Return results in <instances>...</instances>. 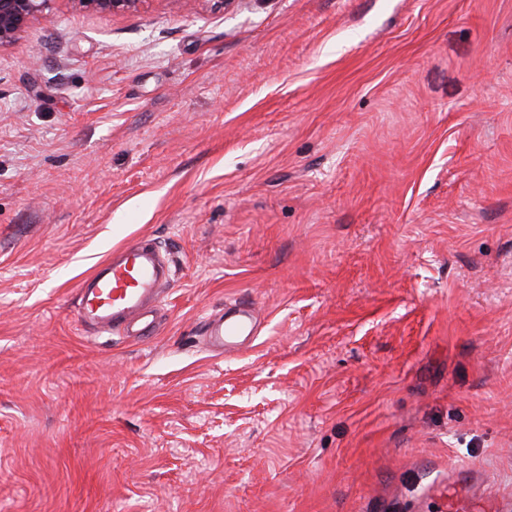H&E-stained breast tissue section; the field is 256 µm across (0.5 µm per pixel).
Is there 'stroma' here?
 Wrapping results in <instances>:
<instances>
[{
	"label": "stroma",
	"mask_w": 512,
	"mask_h": 512,
	"mask_svg": "<svg viewBox=\"0 0 512 512\" xmlns=\"http://www.w3.org/2000/svg\"><path fill=\"white\" fill-rule=\"evenodd\" d=\"M144 237L158 334L80 327ZM474 465L512 512V0H51L0 48V512H446ZM88 10L104 14H124L136 11L143 0H76ZM259 326L252 307L241 304L226 307L224 314L209 320L205 332L207 344L219 354L238 350L247 340L257 336Z\"/></svg>",
	"instance_id": "stroma-1"
}]
</instances>
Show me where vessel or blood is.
I'll list each match as a JSON object with an SVG mask.
<instances>
[{
  "mask_svg": "<svg viewBox=\"0 0 512 512\" xmlns=\"http://www.w3.org/2000/svg\"><path fill=\"white\" fill-rule=\"evenodd\" d=\"M172 277L166 254L153 240L139 239L113 251L79 282L76 319L86 327L149 341L157 333L158 307ZM259 326L252 307H226L209 320L207 344L220 353L238 350L243 340L257 336Z\"/></svg>",
  "mask_w": 512,
  "mask_h": 512,
  "instance_id": "obj_1",
  "label": "vessel or blood"
}]
</instances>
